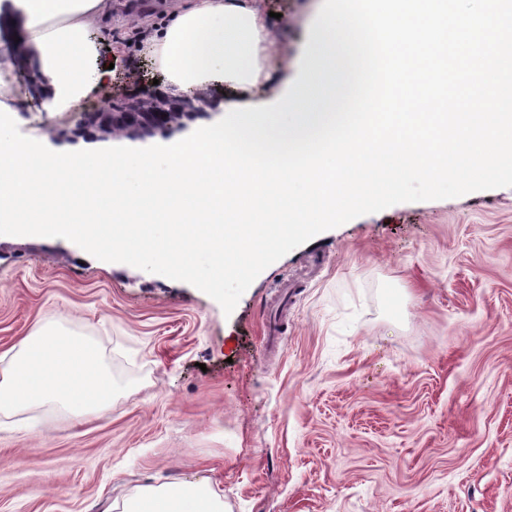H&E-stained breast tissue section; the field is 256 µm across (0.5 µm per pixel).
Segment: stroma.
<instances>
[{
    "label": "stroma",
    "mask_w": 512,
    "mask_h": 512,
    "mask_svg": "<svg viewBox=\"0 0 512 512\" xmlns=\"http://www.w3.org/2000/svg\"><path fill=\"white\" fill-rule=\"evenodd\" d=\"M322 0H260L301 73ZM163 0H115L99 24L108 93L162 74L132 38ZM11 70L0 102L57 151L78 117ZM291 301L276 347L261 325ZM92 344L112 376L98 411L0 413V512H110L149 486L205 480L224 512H512V187L399 203L324 231L224 313L189 283L78 261L74 245L0 237V381L36 329Z\"/></svg>",
    "instance_id": "1"
}]
</instances>
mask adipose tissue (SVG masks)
I'll use <instances>...</instances> for the list:
<instances>
[{
  "label": "adipose tissue",
  "mask_w": 512,
  "mask_h": 512,
  "mask_svg": "<svg viewBox=\"0 0 512 512\" xmlns=\"http://www.w3.org/2000/svg\"><path fill=\"white\" fill-rule=\"evenodd\" d=\"M111 12L112 0H0V14L28 32L27 54L52 111H80L99 86L94 29ZM146 47L174 97L218 82L251 94L281 73L256 0H181ZM111 394L112 378L91 344L41 328L0 384V411L37 401L98 408ZM122 512H224V502L207 482H178L144 489Z\"/></svg>",
  "instance_id": "ef3b65f1"
}]
</instances>
